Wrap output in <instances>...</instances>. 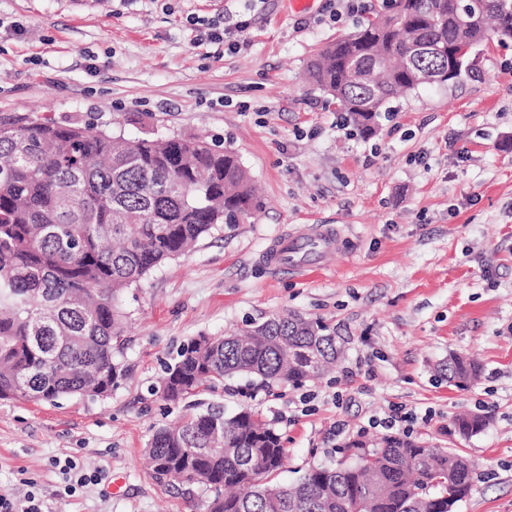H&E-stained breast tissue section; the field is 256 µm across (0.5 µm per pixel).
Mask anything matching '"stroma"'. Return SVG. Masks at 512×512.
<instances>
[{
  "label": "stroma",
  "instance_id": "1",
  "mask_svg": "<svg viewBox=\"0 0 512 512\" xmlns=\"http://www.w3.org/2000/svg\"><path fill=\"white\" fill-rule=\"evenodd\" d=\"M356 4L0 0V116L200 134L237 152L262 201L125 292V376L108 397L0 400V494L35 493L43 512H205V486L145 464L155 429L185 412L152 388L188 339L292 311L345 340L336 370L203 395L273 421L282 481L387 435L399 408L416 416L413 438L473 463L458 512H512V38L477 46L457 81L395 98L363 136L305 79L328 43L383 10ZM217 28L243 45L212 40ZM317 224L339 230L337 251L301 274L266 264L277 236ZM452 353L479 361L476 382L449 384L439 367ZM469 412L487 425L464 438L452 420ZM68 459L93 478L71 496Z\"/></svg>",
  "mask_w": 512,
  "mask_h": 512
}]
</instances>
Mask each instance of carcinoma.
<instances>
[{
  "instance_id": "cac0c4a2",
  "label": "carcinoma",
  "mask_w": 512,
  "mask_h": 512,
  "mask_svg": "<svg viewBox=\"0 0 512 512\" xmlns=\"http://www.w3.org/2000/svg\"><path fill=\"white\" fill-rule=\"evenodd\" d=\"M483 2L473 11L463 0H406L403 14L328 44L308 77L367 134L392 98L418 89L405 67L417 44L430 47L420 65L433 67L459 43L512 38V0ZM254 207L238 156L202 137L126 139L94 124L0 117V399L109 396L125 374L122 294ZM342 355L322 321L275 313L238 334L188 340L156 392L177 403L234 377L297 387ZM442 372L463 387L480 367L452 354ZM453 425L468 437L486 420ZM147 457L161 478L208 487L206 512H457L471 487L465 457L394 435L375 448L353 440L338 463L282 484V437L247 407L227 415L209 405L163 425Z\"/></svg>"
}]
</instances>
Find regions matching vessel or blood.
I'll list each match as a JSON object with an SVG mask.
<instances>
[{"instance_id":"vessel-or-blood-1","label":"vessel or blood","mask_w":512,"mask_h":512,"mask_svg":"<svg viewBox=\"0 0 512 512\" xmlns=\"http://www.w3.org/2000/svg\"><path fill=\"white\" fill-rule=\"evenodd\" d=\"M336 243L337 238L332 230L317 226L305 237L276 239L267 249L265 258L276 268L301 273L317 264L323 253L334 250Z\"/></svg>"}]
</instances>
